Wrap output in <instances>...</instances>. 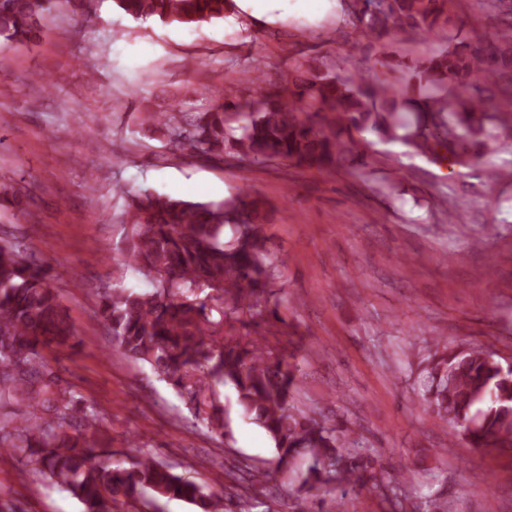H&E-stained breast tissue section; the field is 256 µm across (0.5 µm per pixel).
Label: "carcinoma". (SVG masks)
I'll use <instances>...</instances> for the list:
<instances>
[{"mask_svg": "<svg viewBox=\"0 0 512 512\" xmlns=\"http://www.w3.org/2000/svg\"><path fill=\"white\" fill-rule=\"evenodd\" d=\"M135 20L185 25L224 18L228 0H116ZM51 0H0L4 44L35 40ZM505 16L493 37L457 41L454 0H359L348 13L365 38L390 34L448 33L450 46L433 50L411 68L414 82L377 75H339L309 69L286 88L267 83L255 67L257 98L227 100L212 112H148L178 150L206 160L277 161L302 169L337 170L349 157L362 179L375 142L401 141L417 154L457 164L482 162L512 138V112L497 103L512 83L499 82L512 67V3L484 0ZM369 132L376 140L364 137ZM266 202L246 196L188 201L145 191L121 215L130 265L151 276V289L104 288L101 316L117 348L149 364L194 408L206 404L198 375L234 389L245 419L271 438L278 464L307 462L299 491L313 498L312 512H334L345 488L372 484L392 512H406L378 457L358 447L353 430L291 404L299 366L283 354L220 341L206 300L250 312L268 307ZM232 231L224 236L225 227ZM73 325L45 284L38 259L19 242L0 239V407L27 403L26 414L0 415V449L22 454L34 470L64 487L84 512H118L155 495L194 505L197 512H226L224 492L208 491L152 456L109 465L92 463L91 449L105 432L103 417L59 388L41 353L53 342L70 345ZM421 401L433 422L471 448L492 454L512 449V369L480 345L451 346L435 338L418 357ZM224 429L223 411L210 405L202 417Z\"/></svg>", "mask_w": 512, "mask_h": 512, "instance_id": "cac0c4a2", "label": "carcinoma"}]
</instances>
